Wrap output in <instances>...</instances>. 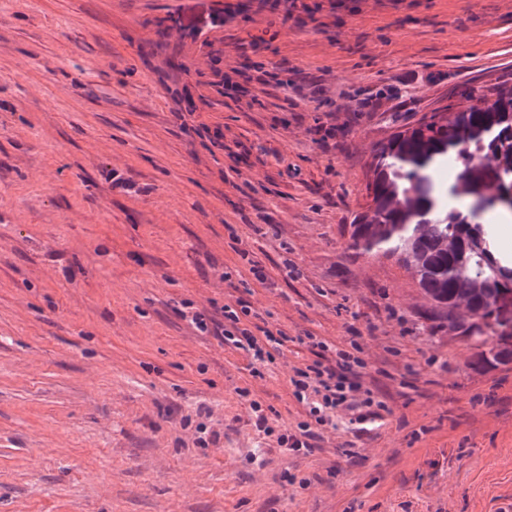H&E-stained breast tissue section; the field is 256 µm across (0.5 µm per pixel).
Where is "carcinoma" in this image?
<instances>
[{
	"instance_id": "1",
	"label": "carcinoma",
	"mask_w": 512,
	"mask_h": 512,
	"mask_svg": "<svg viewBox=\"0 0 512 512\" xmlns=\"http://www.w3.org/2000/svg\"><path fill=\"white\" fill-rule=\"evenodd\" d=\"M451 185L438 179L443 164ZM371 204L355 217L348 249L396 256L430 303L429 319L486 355L512 350V264L494 255L486 210L512 214V89L488 88L471 104L425 116L373 152Z\"/></svg>"
}]
</instances>
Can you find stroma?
Masks as SVG:
<instances>
[{
  "label": "stroma",
  "mask_w": 512,
  "mask_h": 512,
  "mask_svg": "<svg viewBox=\"0 0 512 512\" xmlns=\"http://www.w3.org/2000/svg\"><path fill=\"white\" fill-rule=\"evenodd\" d=\"M239 2L0 0V512H512V363L348 248L374 147L512 86V0ZM239 301L288 337L260 377L190 320ZM352 340L370 433H257L251 401L295 430L293 368Z\"/></svg>",
  "instance_id": "obj_1"
}]
</instances>
